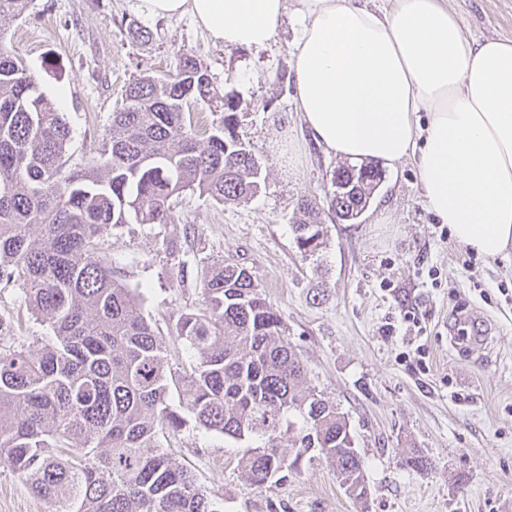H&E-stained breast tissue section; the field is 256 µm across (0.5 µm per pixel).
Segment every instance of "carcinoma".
I'll return each instance as SVG.
<instances>
[{"instance_id":"cac0c4a2","label":"carcinoma","mask_w":512,"mask_h":512,"mask_svg":"<svg viewBox=\"0 0 512 512\" xmlns=\"http://www.w3.org/2000/svg\"><path fill=\"white\" fill-rule=\"evenodd\" d=\"M33 0H0V23ZM0 28V283L52 336L33 351L0 318V461L51 505L50 512H222L175 463L159 435L196 427L249 440L239 467L261 487L297 468L313 449L345 491L368 496L350 426L307 385L284 339L282 317L249 271L215 263L203 271L204 307L181 314L177 337L196 355L183 377L186 398L171 403L167 350L135 293L114 277L101 239L134 218L172 226V199L195 190L217 203L247 202L260 188L258 161L237 133V104H214L209 75L189 52L173 71L128 84L112 112L98 158L63 173L70 128L54 100L4 41ZM220 113L196 138L188 103ZM384 179L371 163L332 171L329 207L355 221ZM292 224L306 256L324 242L316 203L303 199ZM292 436L291 457L276 441Z\"/></svg>"}]
</instances>
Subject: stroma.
Wrapping results in <instances>:
<instances>
[{
  "mask_svg": "<svg viewBox=\"0 0 512 512\" xmlns=\"http://www.w3.org/2000/svg\"><path fill=\"white\" fill-rule=\"evenodd\" d=\"M137 3L33 0L7 27L13 50L64 114L69 167L92 162L134 78L165 73L177 53L190 52L217 94L238 101L237 130L261 166L260 189L240 204L192 190L174 198L176 224L190 229L176 254L162 246L164 227L136 222L112 229L101 248L139 295L179 377L195 357L175 326L202 305V269L221 260L247 268L281 314L308 384L348 420L370 494L346 493L318 457L255 487L238 467L246 442L192 426L161 437L164 450L223 512H512V254L491 261L442 238L411 160L387 171L358 222L322 211L324 244L318 255L301 254L297 204L324 201L337 159L295 109L296 25L284 18L270 47L227 50L190 16L156 19ZM445 3L468 36L512 40V0ZM136 25L149 41L132 39ZM414 306L423 315L417 328L403 321ZM461 314L489 327L485 342L452 345L448 326ZM0 317L14 320L16 340L32 349L49 334L18 287L0 288ZM414 453L426 468L404 467ZM0 512H49L3 461Z\"/></svg>",
  "mask_w": 512,
  "mask_h": 512,
  "instance_id": "35a3bbf8",
  "label": "stroma"
}]
</instances>
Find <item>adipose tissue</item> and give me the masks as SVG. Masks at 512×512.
I'll return each mask as SVG.
<instances>
[{
	"label": "adipose tissue",
	"mask_w": 512,
	"mask_h": 512,
	"mask_svg": "<svg viewBox=\"0 0 512 512\" xmlns=\"http://www.w3.org/2000/svg\"><path fill=\"white\" fill-rule=\"evenodd\" d=\"M188 14L225 49L263 48L284 17L294 102L312 139L350 162L414 160L436 223L488 259L512 251V41L473 39L442 0H139Z\"/></svg>",
	"instance_id": "1"
}]
</instances>
